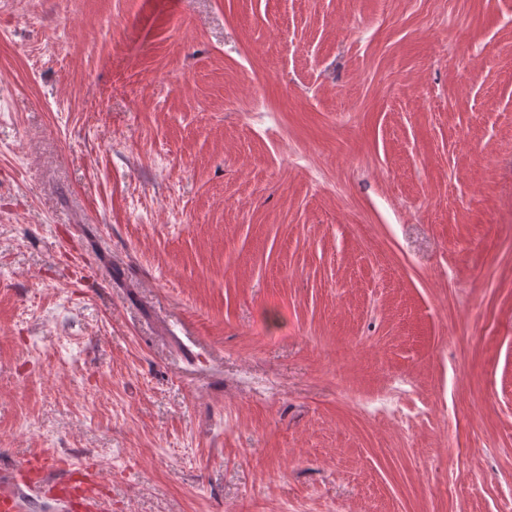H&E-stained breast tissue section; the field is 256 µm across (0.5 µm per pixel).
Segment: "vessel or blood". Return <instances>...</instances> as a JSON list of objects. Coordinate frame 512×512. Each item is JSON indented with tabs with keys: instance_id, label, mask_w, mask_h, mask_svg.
<instances>
[{
	"instance_id": "obj_1",
	"label": "vessel or blood",
	"mask_w": 512,
	"mask_h": 512,
	"mask_svg": "<svg viewBox=\"0 0 512 512\" xmlns=\"http://www.w3.org/2000/svg\"><path fill=\"white\" fill-rule=\"evenodd\" d=\"M24 487L56 501L62 512H112V501L101 491L91 465L74 472L51 455L22 459L0 476V512H25L27 503L20 493Z\"/></svg>"
}]
</instances>
